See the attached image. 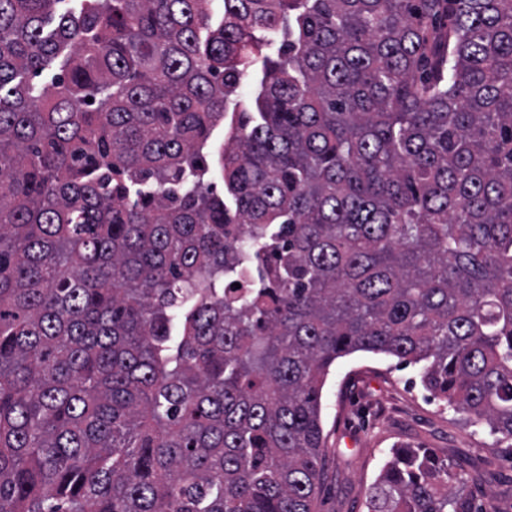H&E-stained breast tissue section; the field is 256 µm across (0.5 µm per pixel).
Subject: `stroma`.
Masks as SVG:
<instances>
[{"label":"stroma","instance_id":"obj_1","mask_svg":"<svg viewBox=\"0 0 512 512\" xmlns=\"http://www.w3.org/2000/svg\"><path fill=\"white\" fill-rule=\"evenodd\" d=\"M321 409L328 455L316 512H366L369 489L396 446L435 449L465 474L467 495H493L499 512H512V442L433 399L415 367L368 352L339 359Z\"/></svg>","mask_w":512,"mask_h":512}]
</instances>
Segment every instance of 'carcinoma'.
<instances>
[{
    "instance_id": "cac0c4a2",
    "label": "carcinoma",
    "mask_w": 512,
    "mask_h": 512,
    "mask_svg": "<svg viewBox=\"0 0 512 512\" xmlns=\"http://www.w3.org/2000/svg\"><path fill=\"white\" fill-rule=\"evenodd\" d=\"M211 2L0 0V512H314L356 352L512 440V0Z\"/></svg>"
}]
</instances>
